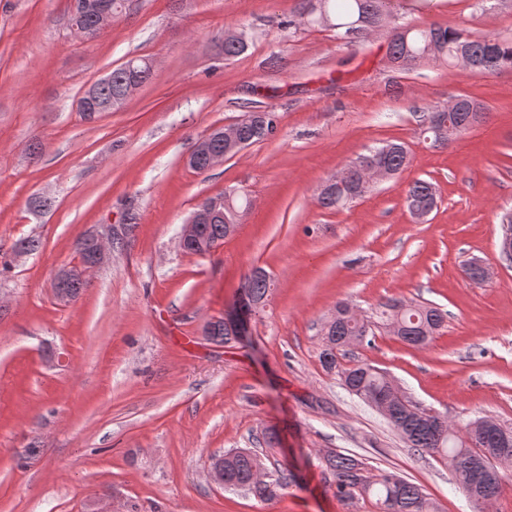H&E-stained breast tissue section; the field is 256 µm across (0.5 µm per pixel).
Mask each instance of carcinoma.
<instances>
[{
  "label": "carcinoma",
  "instance_id": "cac0c4a2",
  "mask_svg": "<svg viewBox=\"0 0 512 512\" xmlns=\"http://www.w3.org/2000/svg\"><path fill=\"white\" fill-rule=\"evenodd\" d=\"M312 0H301L296 18L285 23L288 29L301 25H318L336 31V35L353 43L370 31L383 26L386 19L384 0H317L318 8H310ZM237 37H224V59L242 55L249 47L248 33L240 29ZM467 47L471 59L470 69L476 73L489 74L502 68L512 67V42L493 36L473 37L466 30L430 23L420 28L407 29L393 36L389 46L391 57L398 66L411 69L424 60L453 63L459 46ZM134 75L147 81L152 69L147 58H131L112 70V81L95 85L97 99L105 104L121 105L130 95L129 81ZM473 101L455 100L451 111L442 113L425 112L422 115L423 132L434 134V141L447 143L454 133H435L434 119L440 115L451 126L459 125L466 115V108ZM276 116L267 113V126H262L255 113H248V121L238 127L241 140L252 145L261 142L276 132ZM375 164L385 167L393 175L402 173L407 167V153L401 143L388 141L375 149L360 155L350 166ZM360 185L352 181L346 187L335 189L326 195L318 196L320 206L328 209L343 207L362 196ZM435 190L423 179H416L408 185L406 204L409 211H424L432 208ZM226 205L224 218L205 225L202 234L208 239H224V226L237 224L251 206L246 195L224 193ZM246 285L239 289L235 311L252 315L253 305L268 298L272 293V280L269 274L245 275ZM340 317L327 330V339L336 344V351H321L319 360L322 367L336 371L345 390L364 403L378 397L391 398V388L384 373L366 363L347 367L341 364L338 352L343 348L364 341L375 335V331L391 324H398L397 336L409 344L419 342V329L424 326L436 333L442 328L446 314L437 307L425 305H404L394 300L379 304L375 310L376 320L371 321L346 305H336ZM385 419L403 436L408 447L418 452H437L448 462L456 484L476 504H485L495 499L499 493L502 475L498 466L512 464V427L509 439L505 442L467 445L448 424V418L432 410L414 405L406 397L392 398L389 415ZM325 468L336 482V494L345 501L374 495L381 512H437L434 502L422 490L388 471L376 474L368 472L365 463L355 457L330 453L324 457ZM212 466L219 475L227 479L225 487L243 490L254 498L268 502L276 499L285 486L283 472L269 468L265 457L249 448H235L212 459ZM487 474L480 490L473 489L479 472Z\"/></svg>",
  "mask_w": 512,
  "mask_h": 512
}]
</instances>
